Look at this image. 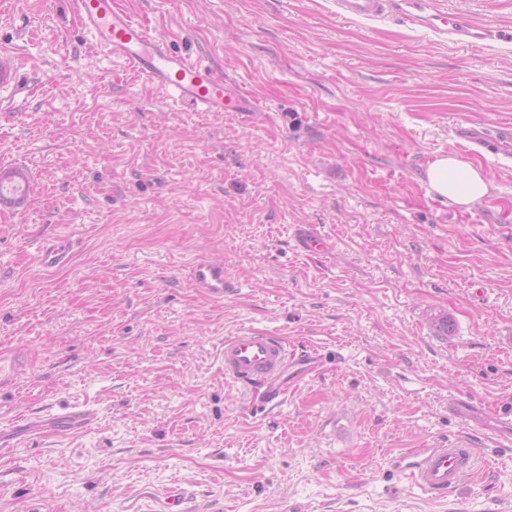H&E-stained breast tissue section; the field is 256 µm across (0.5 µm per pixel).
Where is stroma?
Instances as JSON below:
<instances>
[{
    "label": "stroma",
    "instance_id": "obj_1",
    "mask_svg": "<svg viewBox=\"0 0 512 512\" xmlns=\"http://www.w3.org/2000/svg\"><path fill=\"white\" fill-rule=\"evenodd\" d=\"M122 4L255 108H183L68 0H0L19 71L0 172L27 180L0 206V512H168L176 490L180 512H512V162L460 138L512 149V0H427L502 29L479 44L396 11L342 19L335 0ZM442 153L482 167L483 202L428 193ZM302 226L332 251L303 252ZM54 236L73 251L48 269ZM204 256L235 285L223 300L188 280ZM244 326L323 354L267 411L224 378ZM72 406L94 420L49 425ZM464 439L481 465L447 501L397 468Z\"/></svg>",
    "mask_w": 512,
    "mask_h": 512
}]
</instances>
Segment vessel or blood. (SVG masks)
Returning <instances> with one entry per match:
<instances>
[{
	"instance_id": "1",
	"label": "vessel or blood",
	"mask_w": 512,
	"mask_h": 512,
	"mask_svg": "<svg viewBox=\"0 0 512 512\" xmlns=\"http://www.w3.org/2000/svg\"><path fill=\"white\" fill-rule=\"evenodd\" d=\"M78 25L112 58L123 61L145 77L176 104L200 112H248L249 95L226 82L213 67L173 52L166 41L125 11L120 0H71ZM390 0H336L337 12L345 18L379 19L386 15ZM400 9L415 23L446 27L462 41H484L496 31L467 18L424 14L421 0H401ZM70 253L67 240H46L40 247L44 266L64 264ZM190 283L200 294L223 299L233 284L224 275L223 263L205 258L190 265ZM322 363L318 350L288 351L285 340L273 333L241 329L224 340V376L252 390H262L263 404L279 405L289 387L304 380ZM94 418L90 408L73 407L56 414L55 422L77 430ZM402 472L423 492L436 499L447 498L471 474L478 460L469 444L453 447L417 448L401 456Z\"/></svg>"
}]
</instances>
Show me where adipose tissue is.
<instances>
[{
    "label": "adipose tissue",
    "mask_w": 512,
    "mask_h": 512,
    "mask_svg": "<svg viewBox=\"0 0 512 512\" xmlns=\"http://www.w3.org/2000/svg\"><path fill=\"white\" fill-rule=\"evenodd\" d=\"M427 190L469 208L489 196L492 184L483 169L457 155L437 157L426 170Z\"/></svg>",
    "instance_id": "obj_1"
}]
</instances>
